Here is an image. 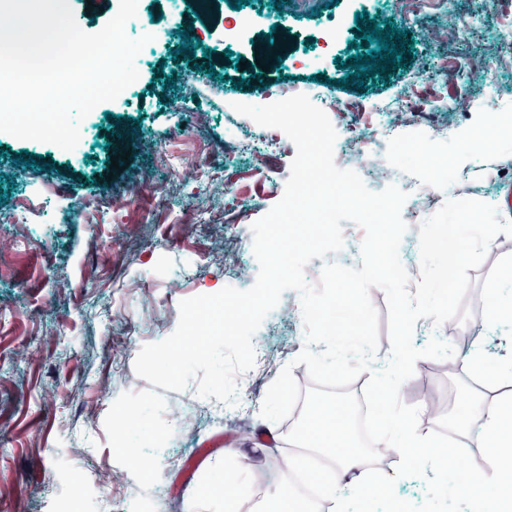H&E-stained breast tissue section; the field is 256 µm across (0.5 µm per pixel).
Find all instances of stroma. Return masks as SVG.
<instances>
[{
    "mask_svg": "<svg viewBox=\"0 0 512 512\" xmlns=\"http://www.w3.org/2000/svg\"><path fill=\"white\" fill-rule=\"evenodd\" d=\"M186 8L187 0H139L127 35L140 37L144 22H154V39L135 60L139 78L130 96L89 114L73 151L0 133V512H145L142 491L158 493L157 512H224V486H242L238 502L246 504L261 469L275 489L292 423L268 436L261 409L286 365L301 388L310 385L295 362L306 345L300 308L266 315L252 339L262 358L238 376L234 403L200 398L192 385L167 391L134 371L143 346L175 331L181 300L227 286L246 291L257 279L251 226L281 199L295 146L265 140L234 103H271L289 88L323 109L336 132L337 167L356 169L370 191H406L399 257L414 279L422 221L449 199L498 205L512 186V141L489 149L474 141L477 130L512 123V68L497 62L512 0L490 9L485 0L226 5L198 26L220 69L192 92L169 78L175 66L196 72L197 56L176 50ZM362 12L394 20L414 50L386 80L344 89ZM476 14L482 23L474 28L468 20ZM245 21L252 41L225 42V29ZM331 21L343 25L339 39L322 35ZM279 23L292 33L291 55L248 81L241 61H254L253 40ZM454 27L459 38L445 39ZM353 130L377 143L387 175L352 167ZM125 151L129 165L110 171L111 156ZM23 155L29 163H20ZM200 156L215 158L214 179L175 163ZM49 177L72 187L74 209L46 187ZM27 192L38 196L42 216L19 224L11 203ZM510 263L512 237L498 235L485 263L469 272L464 304L472 319L485 318L479 299ZM453 349L447 360H419L400 394L419 406L420 430L440 439L449 414L474 404L469 364L480 346ZM174 401L184 405L185 422L166 417ZM220 435L227 446L184 479L196 451Z\"/></svg>",
    "mask_w": 512,
    "mask_h": 512,
    "instance_id": "1",
    "label": "stroma"
}]
</instances>
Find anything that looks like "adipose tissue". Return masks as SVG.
Returning a JSON list of instances; mask_svg holds the SVG:
<instances>
[{
	"instance_id": "ef3b65f1",
	"label": "adipose tissue",
	"mask_w": 512,
	"mask_h": 512,
	"mask_svg": "<svg viewBox=\"0 0 512 512\" xmlns=\"http://www.w3.org/2000/svg\"><path fill=\"white\" fill-rule=\"evenodd\" d=\"M471 368L484 374L491 385L511 388L510 393L479 400L471 419L459 423L464 434L468 433L471 423H478L476 442L490 450L495 462L491 472L476 474L444 467L448 450L440 440L419 433L411 426L409 417L386 409L380 413L382 445L393 450L400 459L416 458L449 497L458 499L470 494L476 496L480 512H512V366L504 367L479 354L473 358ZM305 421L298 442L332 456L336 463L338 486L329 496L331 512H353V495H367L375 484V477L342 421L340 404L327 402L309 408Z\"/></svg>"
}]
</instances>
